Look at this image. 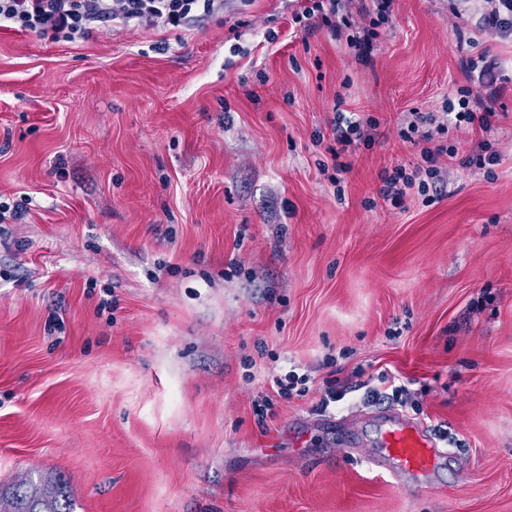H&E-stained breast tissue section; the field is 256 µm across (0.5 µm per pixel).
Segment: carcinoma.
Listing matches in <instances>:
<instances>
[{"label":"carcinoma","instance_id":"carcinoma-1","mask_svg":"<svg viewBox=\"0 0 512 512\" xmlns=\"http://www.w3.org/2000/svg\"><path fill=\"white\" fill-rule=\"evenodd\" d=\"M0 512H75L68 483L60 476L42 478L36 486H0Z\"/></svg>","mask_w":512,"mask_h":512}]
</instances>
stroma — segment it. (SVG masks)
Masks as SVG:
<instances>
[{
	"instance_id": "stroma-1",
	"label": "stroma",
	"mask_w": 512,
	"mask_h": 512,
	"mask_svg": "<svg viewBox=\"0 0 512 512\" xmlns=\"http://www.w3.org/2000/svg\"><path fill=\"white\" fill-rule=\"evenodd\" d=\"M484 5L395 0L369 63L299 0L0 28V200H30L0 236V484L62 475L76 512H512V34ZM466 85L493 174L378 202L417 160L401 113ZM338 111L374 144L332 156ZM393 407L446 435L434 476L371 463Z\"/></svg>"
}]
</instances>
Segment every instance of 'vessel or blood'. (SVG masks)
I'll use <instances>...</instances> for the list:
<instances>
[{"label": "vessel or blood", "instance_id": "vessel-or-blood-1", "mask_svg": "<svg viewBox=\"0 0 512 512\" xmlns=\"http://www.w3.org/2000/svg\"><path fill=\"white\" fill-rule=\"evenodd\" d=\"M381 445L385 459L392 461L400 473L428 471L447 454L437 438L399 413L386 420Z\"/></svg>", "mask_w": 512, "mask_h": 512}]
</instances>
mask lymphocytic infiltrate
Returning a JSON list of instances; mask_svg holds the SVG:
<instances>
[{"label": "lymphocytic infiltrate", "mask_w": 512, "mask_h": 512, "mask_svg": "<svg viewBox=\"0 0 512 512\" xmlns=\"http://www.w3.org/2000/svg\"><path fill=\"white\" fill-rule=\"evenodd\" d=\"M394 0H359L356 10H349L341 0H312L295 14L296 21L320 20L332 33L347 32L348 45L363 60H371L378 37L373 26L353 32L354 14H377L388 19ZM224 8V0H0V24L31 32L57 42H74L90 36L95 25L112 22L123 27H162L183 30L212 18ZM458 97L447 100L443 111L404 113L399 137L419 151L420 161L414 172L395 166L386 175L378 197L394 208H404L411 194L422 196L424 203L440 199L448 185L446 162L460 160L462 166L492 169L500 162L498 154L488 152L479 143L476 154L458 159L456 150L443 142L450 131L490 132L495 116L493 108L471 89L461 87Z\"/></svg>", "instance_id": "lymphocytic-infiltrate-1"}]
</instances>
